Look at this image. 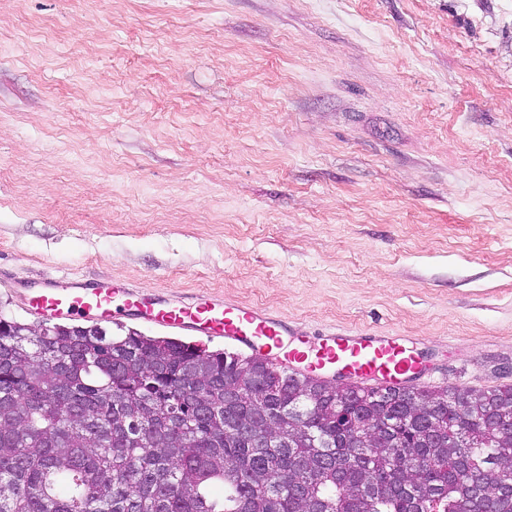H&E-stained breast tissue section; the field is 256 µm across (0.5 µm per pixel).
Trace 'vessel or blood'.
<instances>
[{
  "mask_svg": "<svg viewBox=\"0 0 512 512\" xmlns=\"http://www.w3.org/2000/svg\"><path fill=\"white\" fill-rule=\"evenodd\" d=\"M29 307L56 318L140 319L178 332L221 336L252 353L313 376L342 375L358 385L407 386L427 375L402 336L355 330L303 335L287 319L253 305L199 297L172 302L114 281L51 282L31 293Z\"/></svg>",
  "mask_w": 512,
  "mask_h": 512,
  "instance_id": "b4317fda",
  "label": "vessel or blood"
}]
</instances>
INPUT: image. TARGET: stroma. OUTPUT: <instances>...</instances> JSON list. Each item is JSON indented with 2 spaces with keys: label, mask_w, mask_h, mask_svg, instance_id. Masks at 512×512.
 Wrapping results in <instances>:
<instances>
[{
  "label": "stroma",
  "mask_w": 512,
  "mask_h": 512,
  "mask_svg": "<svg viewBox=\"0 0 512 512\" xmlns=\"http://www.w3.org/2000/svg\"><path fill=\"white\" fill-rule=\"evenodd\" d=\"M61 277L512 385V0H0V310Z\"/></svg>",
  "instance_id": "35a3bbf8"
}]
</instances>
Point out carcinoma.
Masks as SVG:
<instances>
[{"instance_id":"cac0c4a2","label":"carcinoma","mask_w":512,"mask_h":512,"mask_svg":"<svg viewBox=\"0 0 512 512\" xmlns=\"http://www.w3.org/2000/svg\"><path fill=\"white\" fill-rule=\"evenodd\" d=\"M344 393L0 313V512H512V386Z\"/></svg>"}]
</instances>
